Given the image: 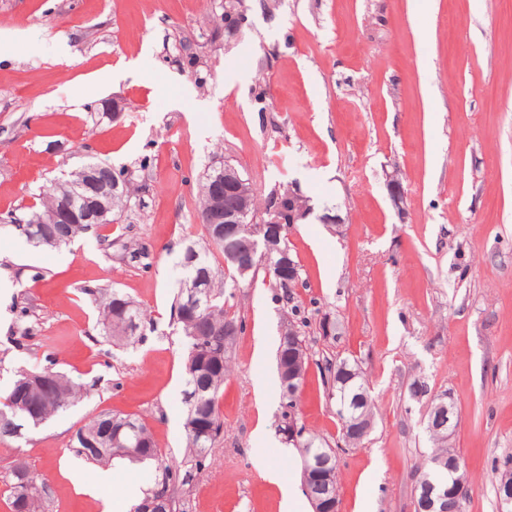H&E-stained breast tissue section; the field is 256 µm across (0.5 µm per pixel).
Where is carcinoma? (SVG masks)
I'll list each match as a JSON object with an SVG mask.
<instances>
[{
  "mask_svg": "<svg viewBox=\"0 0 512 512\" xmlns=\"http://www.w3.org/2000/svg\"><path fill=\"white\" fill-rule=\"evenodd\" d=\"M101 179L112 181L123 178V189L84 198L78 205L80 210L101 208L106 212L101 224H51L50 215L60 203L76 192V183L83 169L63 179L51 183L39 192L37 202L23 215L9 213L0 218L12 224L19 235L35 248H60L69 246L79 238L116 222L129 208L138 187L127 177L123 170H115L107 165H96ZM224 168V164L211 165L203 175L196 209L199 224L203 230L204 245H187L183 252V281L174 298V312L177 323L186 339L185 353V390L183 406L185 410L184 433L187 456L181 463L167 459L154 438L152 429L145 418L114 411H103L91 417L77 428L72 436L70 447L77 456L91 463L107 465L114 459L128 460L132 463H144L152 460L162 469L161 488L149 493L137 507L136 512H190L184 486L188 484L191 472L205 470L209 459L224 432V419L219 409V397L224 380L230 371V352L238 335L236 328L243 322L226 298V289L237 288L241 284L237 268L226 256L224 225L207 222L212 207L210 183L213 176ZM257 249L254 256L255 269L250 278L259 273L271 278L283 297H290V288L277 277L273 262L265 261ZM220 256L226 267L213 264L214 256ZM203 277L205 306L196 309L188 305L184 286L191 283V277ZM88 295L98 308L99 334L115 346H129L138 341L142 333L133 328H142L146 319L141 307L126 293L114 287L87 288ZM286 342L296 344L277 352L276 368L280 382V415L277 432L288 429L289 424L298 425L300 446L296 450L315 448L322 456L331 460L330 470L337 469L338 452L348 448H357L365 443L368 435L351 431L342 432L338 440L331 442L324 437L306 431L298 424V398H290L288 372L297 376V384H302L309 364L308 350L300 349L305 336H287ZM329 400L338 408H353L356 400H361L358 414L374 415L375 403L370 387L360 366L349 359L328 360L322 367ZM90 395L85 387L75 384L65 374L48 366L39 371L21 369L16 372L13 385L0 402V440H18L27 438V434L38 429L45 422L66 411L70 406ZM23 401L37 406V413L24 423H19L15 405ZM433 443L428 462L416 470V497L414 512H422L423 492L427 489L448 488L458 480H467L465 463L452 466L448 456L456 455L448 447V428L428 430ZM20 470L7 471L12 512H45L49 497L47 485L38 482L28 466L19 463ZM495 486L512 484V456L503 459L495 468ZM338 495L336 478L332 477L320 484L310 486L307 499L323 498L325 493Z\"/></svg>",
  "mask_w": 512,
  "mask_h": 512,
  "instance_id": "carcinoma-1",
  "label": "carcinoma"
}]
</instances>
